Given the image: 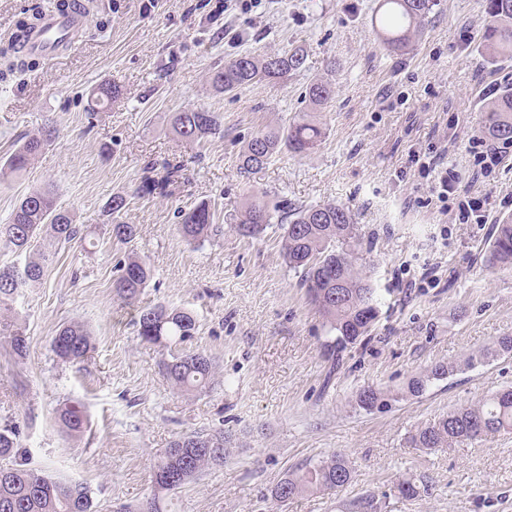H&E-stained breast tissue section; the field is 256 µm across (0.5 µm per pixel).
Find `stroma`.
Listing matches in <instances>:
<instances>
[{"mask_svg":"<svg viewBox=\"0 0 512 512\" xmlns=\"http://www.w3.org/2000/svg\"><path fill=\"white\" fill-rule=\"evenodd\" d=\"M85 3L76 52L22 73L0 64V158L43 119L57 130L25 172L0 180V224L30 190L50 185L85 236L59 248L41 284L14 304L26 357L16 360L0 336V425L19 428L32 466L86 484L95 512H114L152 496L150 473L172 440L220 429L231 457L167 497L163 512H347L366 492L385 497V512H512V433L432 453L406 444L417 427L512 385V355L464 364L512 336V271L483 261L493 224L512 214V147L490 172L468 151L481 100L512 82V61L489 63L477 43L458 40L461 29L483 27L484 0H439L414 50L398 55L373 30L380 0H258L222 18L217 0ZM296 46L305 65L284 79L230 95L209 84L211 69L238 54ZM318 80L334 95L315 111L304 94ZM105 81L120 98L90 110L91 90ZM193 108L224 126L200 151L170 130L174 113ZM304 113L325 130L317 150H284L241 174L239 155L257 130ZM417 156L454 169L458 196L484 197L483 223H458L454 210L427 203ZM168 157L184 166L173 196H137L145 161ZM115 194L128 197L124 219L138 228L125 244L105 232ZM254 196L276 217L328 201L355 215L381 304L372 339L343 352L338 367L323 354V317L283 260L280 229L251 240L230 224ZM203 201L224 233L190 245L177 233L180 214ZM131 253L152 278L126 305L112 282ZM157 305L194 315L197 333L182 348L211 357L210 388H172L161 370L169 349L138 339L140 313ZM73 320L89 325L95 347L62 364L51 340ZM448 363L455 372L420 396L373 412L353 403L362 387L400 390ZM73 400L87 416L79 436L55 422ZM334 451L352 462L346 488L272 498L288 473ZM404 478L416 482V499L394 495Z\"/></svg>","mask_w":512,"mask_h":512,"instance_id":"1","label":"stroma"}]
</instances>
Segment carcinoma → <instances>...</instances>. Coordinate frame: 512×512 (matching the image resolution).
Listing matches in <instances>:
<instances>
[{"mask_svg": "<svg viewBox=\"0 0 512 512\" xmlns=\"http://www.w3.org/2000/svg\"><path fill=\"white\" fill-rule=\"evenodd\" d=\"M437 0H382L376 30L377 38L392 53H406L421 35L425 21ZM487 23L480 40L492 63L512 60V0H485ZM304 50L294 47L256 57L242 54L218 66L209 76L211 87L219 93L233 92L254 82L282 79L303 67ZM334 90L328 82L311 84L305 97L312 108L332 99ZM117 85L104 82L93 90L91 107H102L118 98ZM481 133L484 139L512 145V86L498 88L495 96L484 99L481 107ZM173 133L191 147H202L211 137L224 135L220 117L206 110H186L173 115ZM48 124L20 135L17 144L0 166V177L19 174L34 157L54 139ZM322 128L300 116L286 125L266 127L253 134L239 157L245 173L262 168L282 149L303 155L323 140ZM182 171L179 161L165 159L148 162L138 187L144 196L166 197ZM129 201L114 195L106 203L112 217L110 237L128 242L136 227L123 220ZM270 226V214L264 202L251 200L237 217L238 235L255 239ZM282 253L288 268L298 275L309 301L326 320L328 337L323 343L326 358L336 362L347 349L371 338L378 318V298L369 277L358 264L360 245L352 212L335 203L299 206L283 210L280 219ZM178 231L189 244L204 242L222 233L215 223V212L201 202L182 214ZM81 239V228L73 213L58 208L50 188L35 189L22 197L12 211L10 221L0 224V244L24 257L20 266L0 268V335L10 338L12 352L26 355L25 328L13 315V302L20 291L42 280L53 262L56 246ZM486 265L512 270V215L493 226V233L483 253ZM151 276L147 263L129 255L115 279V295L122 301H134ZM197 331L196 319L187 312L156 306L143 311L138 320L137 336L144 343L164 347L180 345ZM93 334L83 323L62 325L52 340V350L63 363L83 360L93 349ZM512 354V336L500 337L495 346L484 351L486 361ZM167 379L180 391L194 392L209 388L215 370L211 358L203 352L171 355L163 362ZM454 365H436L412 378L407 394L417 396L433 380L452 374ZM398 398L389 390L367 386L358 391L355 406L364 411L381 410ZM58 425L71 435L83 433L85 417L81 406L68 403L57 411ZM512 432V386L500 389L478 403L448 411L433 422L418 428L408 437V444L421 451L454 448L488 435ZM224 432H192L170 443L153 466V497L136 512H162V496L176 493L204 471L224 464L229 454ZM352 467L342 452H333L312 465L288 474L271 491L274 500L284 503L305 491L336 492L349 484ZM88 487L52 478L31 465L23 450L17 427L0 428V512H92ZM351 512H382V501L373 494L362 495L350 503Z\"/></svg>", "mask_w": 512, "mask_h": 512, "instance_id": "obj_1", "label": "carcinoma"}]
</instances>
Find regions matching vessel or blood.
I'll list each match as a JSON object with an SVG mask.
<instances>
[{
	"label": "vessel or blood",
	"instance_id": "vessel-or-blood-1",
	"mask_svg": "<svg viewBox=\"0 0 512 512\" xmlns=\"http://www.w3.org/2000/svg\"><path fill=\"white\" fill-rule=\"evenodd\" d=\"M86 25L81 0H69L61 10L44 13L28 27L19 43L21 53L44 60L60 58L78 49L79 35Z\"/></svg>",
	"mask_w": 512,
	"mask_h": 512
}]
</instances>
